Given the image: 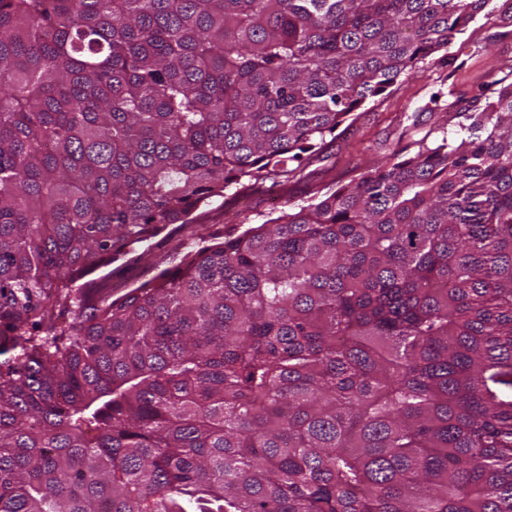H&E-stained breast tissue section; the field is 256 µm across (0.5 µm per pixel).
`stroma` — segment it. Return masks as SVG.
Returning <instances> with one entry per match:
<instances>
[{
	"mask_svg": "<svg viewBox=\"0 0 512 512\" xmlns=\"http://www.w3.org/2000/svg\"><path fill=\"white\" fill-rule=\"evenodd\" d=\"M512 0H490L486 9L456 34L433 64H424L414 76L400 78L390 93L367 102L353 122L343 124L330 149L309 165L312 182L290 184L287 190L264 188L239 196L232 205L216 198L194 215L212 232L240 234L277 217L280 211L313 203L316 191H330L385 161L399 146L462 132L467 126L466 107L480 85L496 80L512 82ZM457 110H447L449 99ZM198 245L191 227H168L151 240L152 255L176 263Z\"/></svg>",
	"mask_w": 512,
	"mask_h": 512,
	"instance_id": "obj_1",
	"label": "stroma"
}]
</instances>
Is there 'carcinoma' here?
<instances>
[{
	"mask_svg": "<svg viewBox=\"0 0 512 512\" xmlns=\"http://www.w3.org/2000/svg\"><path fill=\"white\" fill-rule=\"evenodd\" d=\"M489 0H0V512H512V82L285 189Z\"/></svg>",
	"mask_w": 512,
	"mask_h": 512,
	"instance_id": "carcinoma-1",
	"label": "carcinoma"
}]
</instances>
